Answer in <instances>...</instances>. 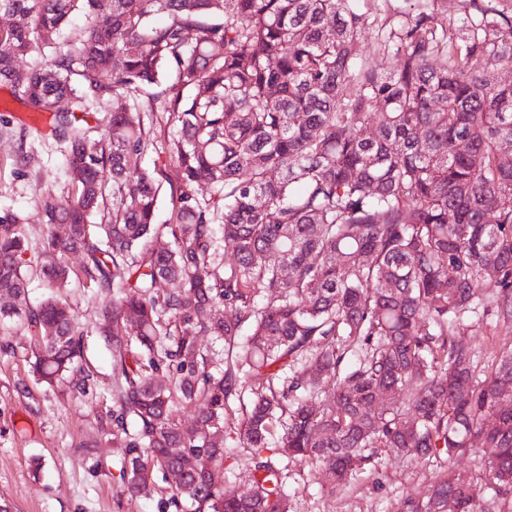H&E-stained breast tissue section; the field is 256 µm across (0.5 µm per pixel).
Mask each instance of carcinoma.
<instances>
[{"label": "carcinoma", "mask_w": 512, "mask_h": 512, "mask_svg": "<svg viewBox=\"0 0 512 512\" xmlns=\"http://www.w3.org/2000/svg\"><path fill=\"white\" fill-rule=\"evenodd\" d=\"M389 2L0 0V83L36 112L70 103L53 135L83 174L71 197L42 200L36 261L23 227L0 225V353L21 325L40 339L35 382L85 400L86 337L112 345L94 435L122 449L130 497L288 512L285 459L334 493L387 457L449 463L476 447L481 473L443 472L400 512H476L482 492L495 512L512 495V351L486 374L468 340L488 315L512 322V84L493 75L512 65V0H462L449 23L444 0H412L395 22ZM382 12L393 72L354 53ZM79 13L88 25L55 45ZM38 41L45 62L20 67ZM169 72L162 95L141 96ZM139 112L173 120L176 179L130 174L150 146ZM165 182L178 207L157 224ZM33 265L49 288L36 308ZM73 282L102 301L90 328L60 300ZM184 402L199 405L189 424ZM234 416L247 495L224 476Z\"/></svg>", "instance_id": "carcinoma-1"}]
</instances>
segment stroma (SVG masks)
<instances>
[{
    "instance_id": "35a3bbf8",
    "label": "stroma",
    "mask_w": 512,
    "mask_h": 512,
    "mask_svg": "<svg viewBox=\"0 0 512 512\" xmlns=\"http://www.w3.org/2000/svg\"><path fill=\"white\" fill-rule=\"evenodd\" d=\"M29 112L10 85L0 83V224H23L37 247L44 234L41 197L68 198L73 181L50 131L30 134ZM11 342L13 354L0 357V500L14 512H160L158 497L124 493L111 440L86 445L98 415L111 404V346L102 337L87 338L100 397L84 404L64 388L47 396L33 384L28 361L38 337L17 326ZM470 342L484 370H491L498 354L512 349V323L481 324ZM40 459L46 462L41 469L35 466ZM438 472L433 462L390 458L333 493L307 461L294 459L288 465L290 512H399L404 497L429 492Z\"/></svg>"
}]
</instances>
